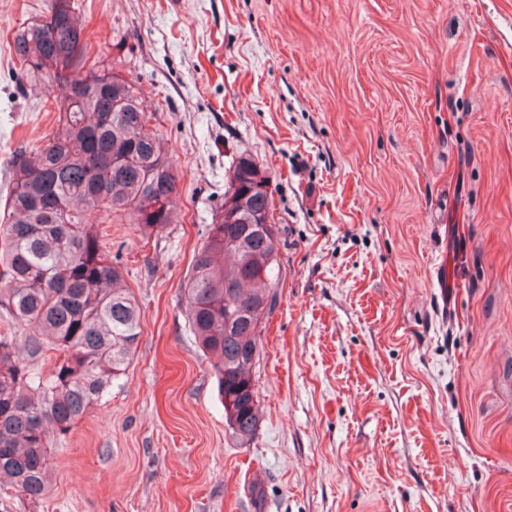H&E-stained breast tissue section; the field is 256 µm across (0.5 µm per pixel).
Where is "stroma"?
<instances>
[{
	"label": "stroma",
	"mask_w": 512,
	"mask_h": 512,
	"mask_svg": "<svg viewBox=\"0 0 512 512\" xmlns=\"http://www.w3.org/2000/svg\"><path fill=\"white\" fill-rule=\"evenodd\" d=\"M70 3L141 91L179 221L98 226L141 337L53 436L42 512H512V0ZM50 4L0 0V204L58 127L12 44ZM241 155L280 263L244 448L183 292Z\"/></svg>",
	"instance_id": "35a3bbf8"
}]
</instances>
